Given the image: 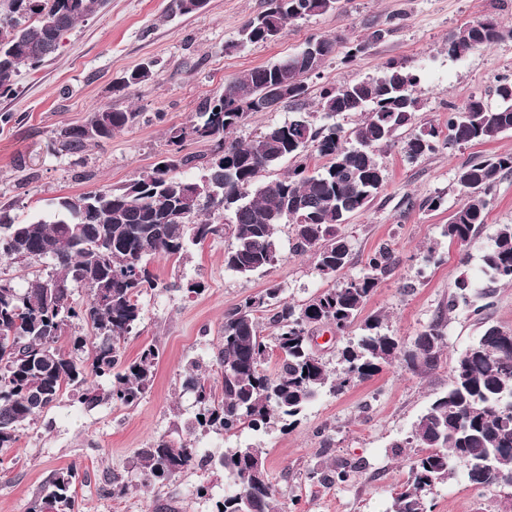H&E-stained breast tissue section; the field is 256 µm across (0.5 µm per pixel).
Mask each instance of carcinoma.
Masks as SVG:
<instances>
[{
	"instance_id": "cac0c4a2",
	"label": "carcinoma",
	"mask_w": 512,
	"mask_h": 512,
	"mask_svg": "<svg viewBox=\"0 0 512 512\" xmlns=\"http://www.w3.org/2000/svg\"><path fill=\"white\" fill-rule=\"evenodd\" d=\"M105 0H0V97L15 93L23 69H36L59 48L63 34L97 12ZM339 0H268V8L248 20L240 31L243 43L277 39L273 28L284 29L299 19L337 8ZM512 38L493 18L473 21L448 37V56L460 59L472 50ZM308 65L291 55L273 65L249 69L233 77L224 92L202 102L189 124L169 129V153L153 168L119 188H104L52 203L48 217L20 223L10 208L0 206V256L31 264H48L53 272L35 276L17 288L0 278V452L14 447L23 426L36 421L69 394L88 406L104 401L135 406L153 383L159 359L155 345L145 346L133 360L124 358V344L142 320L140 298L158 287L148 268L149 257L176 262L189 244L229 233L224 251L226 269L251 275L277 263L276 232L292 225V250L310 253L317 271L335 278L350 263V245L337 226L350 214L366 209L384 185L380 151L395 132L410 123L420 109L416 87L420 76L406 66L389 63L376 77L322 89L318 102L325 118L359 113L352 130L333 123L320 127L303 111ZM154 78L143 64L120 81L125 89ZM288 83L287 100L271 95L263 111L283 103L294 115L281 125L242 141L235 136L255 113L253 97L269 86ZM512 78L493 89L494 101L472 96L448 112L446 132L431 126L404 141L405 156L416 161L449 145H483L512 131ZM142 113L101 107L82 125L63 127L56 142L70 154L112 139L140 122ZM194 138L210 143L205 176L213 195L195 198L196 180L180 174L197 157L182 154L184 142ZM326 159L310 171L311 155ZM292 160L277 177L267 172ZM512 172V154L467 162L457 171L466 192L464 202L443 225V236L462 246L470 244L485 223L489 197L499 177ZM208 218L202 220V212ZM230 215V223L212 220ZM395 265L392 251L381 247L367 258L365 273L336 282L303 304L278 300L280 288L245 298L224 316V336L214 355L220 385L214 386L197 362L189 364L184 387L198 407L202 433L235 434L248 429L267 433L276 423L284 430L300 424V415L318 393L341 392L382 371L401 358L407 368L423 375L439 363L445 335L441 321L405 345L382 331L383 319L367 318L363 333L338 350L340 369L331 374L313 352L307 335L312 327L331 325L345 334L381 279ZM488 287L512 284V224L500 225L493 244L481 256ZM473 280L462 273L454 283L449 307L469 302ZM83 288L84 304L72 299ZM273 307L270 333L264 336L255 312ZM75 323L90 335L60 341ZM490 325L455 361L447 391L436 398L414 423L405 443L426 452L411 462L406 484L395 493L390 512H430L428 494L451 479L463 458L472 469L468 480L494 484L512 475V334ZM280 352L274 374L263 369L269 350ZM98 384L87 386L88 378ZM197 449L159 437L140 450L145 483L162 484L193 463ZM233 479L236 489L216 501V512H280L259 449L237 448L214 461ZM357 466L316 468L309 480L320 484L346 482ZM74 465L55 471L29 504L27 512H74Z\"/></svg>"
}]
</instances>
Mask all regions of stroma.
Listing matches in <instances>:
<instances>
[{"label": "stroma", "instance_id": "35a3bbf8", "mask_svg": "<svg viewBox=\"0 0 512 512\" xmlns=\"http://www.w3.org/2000/svg\"><path fill=\"white\" fill-rule=\"evenodd\" d=\"M179 0H107L95 15L79 22L63 38L52 59L22 70L14 95L0 97V206L18 220L47 216L50 203L105 187L116 188L152 168L170 149L169 130L193 118L200 103L220 95L227 80L297 52L314 35L336 41V52L307 80L305 109L316 112L324 86L377 74L394 61L419 71L422 102L410 125L379 160L385 185L367 209L339 228L351 248L344 274L361 275L368 254L389 246L396 266L366 302L362 316L383 317L402 341L413 342L429 324L442 321L446 347L440 366L420 376L394 359L374 377L344 392L319 395L292 430L274 427L236 437L194 431L196 408L183 386L190 361L210 362L220 343L226 312L248 296L280 288V300L301 304L332 286L315 259L291 249V229L281 225L279 261L267 271L244 277L224 267L231 240L208 238L189 246L183 260L152 259L159 286L142 299L143 316L125 343L127 359L146 344L160 350L153 385L137 405L103 403L89 408L62 401L25 426L14 448L0 454V512H27L54 471L73 465L79 473L78 512H214L224 496V475L198 465L166 485H146L138 464L140 448L164 436L214 455L236 448H261L282 512H389L392 497L406 483L415 448L402 447L418 417L446 392L456 358L482 333L485 324L512 328V285L494 290L493 304L482 317L470 307H449L460 271L482 295L486 281L481 255L499 225L512 224V173L501 175L489 214L465 247L442 234L465 199L456 181L461 164L512 154V132L484 144L440 149L409 161L401 145L410 135L444 125L448 107L473 95L490 94L498 78L512 76V39L473 50L464 58L448 55V36L467 23L491 16L512 26V0H340L337 10L288 24L271 43L241 45L242 25L267 8V0H206L185 14ZM398 22L366 52L350 57L370 25L389 17ZM153 63L155 79L118 91L126 73ZM99 106L137 110V125L111 140L69 154L52 148L61 127L83 124ZM441 197L440 208L425 205ZM435 248L438 261L419 267L417 259ZM198 283L197 291L186 288ZM358 464L349 482L321 485L309 470L341 462ZM125 492L114 495L113 483ZM209 488L206 497L196 489ZM431 512H512V487L474 486L458 467L454 478L428 497Z\"/></svg>", "mask_w": 512, "mask_h": 512}]
</instances>
